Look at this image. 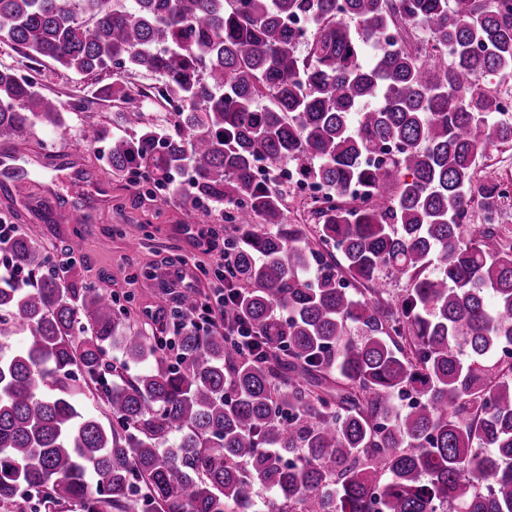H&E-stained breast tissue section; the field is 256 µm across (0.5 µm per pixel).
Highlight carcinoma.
Masks as SVG:
<instances>
[{
    "instance_id": "obj_1",
    "label": "carcinoma",
    "mask_w": 512,
    "mask_h": 512,
    "mask_svg": "<svg viewBox=\"0 0 512 512\" xmlns=\"http://www.w3.org/2000/svg\"><path fill=\"white\" fill-rule=\"evenodd\" d=\"M0 43L174 109L122 113L136 130L112 135V174L154 197L189 172L171 193L192 222L196 199L224 206L223 321L252 338L185 325L170 345L14 233L0 502L260 512L262 485L266 512H512V243L491 220L500 182L476 180L512 146L489 88L512 75V0H0ZM64 125L0 65V136ZM82 139L103 140L94 112ZM288 167L325 191L310 230L285 223Z\"/></svg>"
}]
</instances>
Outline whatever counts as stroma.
<instances>
[{
	"label": "stroma",
	"mask_w": 512,
	"mask_h": 512,
	"mask_svg": "<svg viewBox=\"0 0 512 512\" xmlns=\"http://www.w3.org/2000/svg\"><path fill=\"white\" fill-rule=\"evenodd\" d=\"M0 64L15 67L29 76L44 93L57 97L69 111L66 126L55 131L34 129L22 149L37 158L30 173L26 201H19L0 187V217L29 232L56 257H73L72 279L103 286L127 301L134 320L144 314L169 316L174 307L169 289L154 278H136L137 270L198 272L199 287L213 292L221 282L214 275L224 247V208L214 205L207 224L186 225L179 204L169 201L167 191L156 198L142 195L129 178L113 176L107 161L108 141L88 146L81 140L82 119L77 106H88L100 115L107 132L133 133L132 124L119 113L124 106L113 101L108 88L111 74L93 79L57 70L51 63L33 64L0 44ZM77 154L88 182L104 184V199L85 202L88 220L83 224H49L45 212L56 206L47 197L46 185L57 175L53 161Z\"/></svg>",
	"instance_id": "obj_1"
}]
</instances>
